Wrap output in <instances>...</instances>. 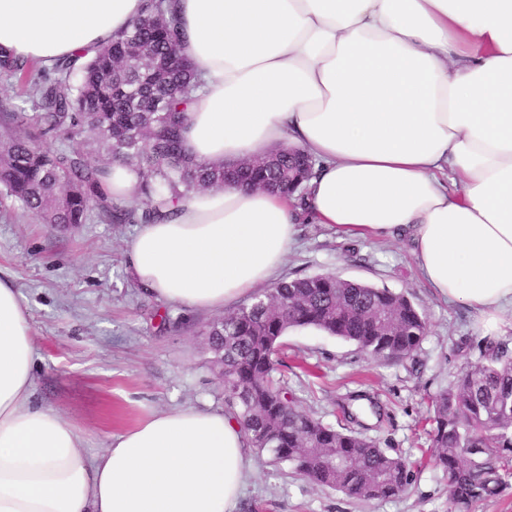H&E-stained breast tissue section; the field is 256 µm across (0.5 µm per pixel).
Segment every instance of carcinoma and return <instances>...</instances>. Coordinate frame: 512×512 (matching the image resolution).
Masks as SVG:
<instances>
[{
  "mask_svg": "<svg viewBox=\"0 0 512 512\" xmlns=\"http://www.w3.org/2000/svg\"><path fill=\"white\" fill-rule=\"evenodd\" d=\"M183 37L171 0H145L131 26L79 66L64 59L47 73L0 47V79L30 84L28 102L42 124L35 132L23 106L6 113L12 129L0 137V200L41 224L75 226L93 210L109 224L151 223L160 216L157 199L227 184L302 195L313 164L297 150L277 148L232 165L202 164L186 152V106L201 82L181 54ZM74 131L87 134L105 161L52 153L39 142L41 134ZM116 162L136 172L140 206L129 208L106 192ZM301 328L353 342L375 359H403L420 347L427 318L401 294L321 274L281 280L204 332L223 356L212 365L224 367L216 377L224 378L225 413L273 464L353 498L405 494L413 481L408 461L297 410L295 396L275 380L280 340ZM477 349V361L431 399L434 463L459 510L512 488V348L489 336Z\"/></svg>",
  "mask_w": 512,
  "mask_h": 512,
  "instance_id": "carcinoma-1",
  "label": "carcinoma"
}]
</instances>
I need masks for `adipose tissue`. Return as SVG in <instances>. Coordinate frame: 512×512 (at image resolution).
Listing matches in <instances>:
<instances>
[{
    "label": "adipose tissue",
    "mask_w": 512,
    "mask_h": 512,
    "mask_svg": "<svg viewBox=\"0 0 512 512\" xmlns=\"http://www.w3.org/2000/svg\"><path fill=\"white\" fill-rule=\"evenodd\" d=\"M202 81L185 149L203 163L288 144L305 203L188 192L139 225L131 276L221 311L271 282L301 224L407 240L423 279L482 336L512 316V0H175ZM142 0H0V46L50 66L111 41ZM27 308L0 278V512H235L253 470L221 412H150L88 454L33 405Z\"/></svg>",
    "instance_id": "obj_1"
}]
</instances>
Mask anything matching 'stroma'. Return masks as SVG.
Listing matches in <instances>:
<instances>
[{"label": "stroma", "instance_id": "1", "mask_svg": "<svg viewBox=\"0 0 512 512\" xmlns=\"http://www.w3.org/2000/svg\"><path fill=\"white\" fill-rule=\"evenodd\" d=\"M135 231L94 212L63 229L0 206V277L27 307L37 352L33 401L74 422L90 453L148 412L224 407L202 335L214 313L167 304L132 279L126 251ZM326 273L404 294L426 314L427 336L411 358L375 360L351 342L294 329L281 340L274 375L300 411L334 426L343 411L356 414L364 436L417 463L414 481L404 495L362 501L257 453L236 512H454L447 479L430 461L428 403L475 358L469 310L427 286L407 241L303 225L280 276Z\"/></svg>", "mask_w": 512, "mask_h": 512}]
</instances>
